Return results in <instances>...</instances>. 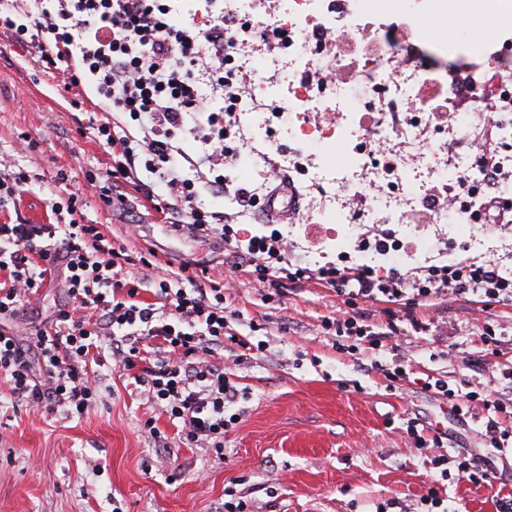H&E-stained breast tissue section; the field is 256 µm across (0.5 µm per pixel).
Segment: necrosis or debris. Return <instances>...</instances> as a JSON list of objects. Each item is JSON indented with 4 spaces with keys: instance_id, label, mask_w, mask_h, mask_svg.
I'll return each instance as SVG.
<instances>
[{
    "instance_id": "4bbe7bcc",
    "label": "necrosis or debris",
    "mask_w": 512,
    "mask_h": 512,
    "mask_svg": "<svg viewBox=\"0 0 512 512\" xmlns=\"http://www.w3.org/2000/svg\"><path fill=\"white\" fill-rule=\"evenodd\" d=\"M231 2L241 19L238 38L251 39L254 31L269 22L287 32L288 49L278 61L280 67L297 71L305 62L323 57L333 62L329 95L315 92L309 82L285 87L261 84L249 99L238 101L237 111L252 138L268 140L275 119L285 109L296 116L285 127L289 140L320 155L319 160L301 168L303 183L324 187L362 174L387 182V197L370 199L358 211L322 207L320 223H472L484 187L482 163L469 155L459 158L456 167H449L447 152L433 146L419 157L416 167L399 171L397 161L386 152L372 150V143H384L388 132L371 125L370 115L398 111L402 100H412L414 108L404 114L403 121L410 139L417 141L429 123L430 97H437L447 122L468 131L473 127V115L460 110V101L476 93L491 94L499 144L495 162L503 170L511 167L512 0H458L459 15L488 22L483 38L468 44L456 29H448L430 44L432 53L446 60V67L413 68L398 77L392 72L397 46L421 41L423 33L414 20L395 22L397 0H282L269 22L252 15L251 0ZM471 57L482 59V66L468 71L465 84L451 83L449 64ZM303 112L319 113L320 118L300 120ZM423 174L442 188L466 181L472 195L467 202L449 208L416 202L410 192Z\"/></svg>"
}]
</instances>
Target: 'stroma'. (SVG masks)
<instances>
[{"instance_id":"stroma-1","label":"stroma","mask_w":512,"mask_h":512,"mask_svg":"<svg viewBox=\"0 0 512 512\" xmlns=\"http://www.w3.org/2000/svg\"><path fill=\"white\" fill-rule=\"evenodd\" d=\"M6 42L0 34V152L15 154L29 182L16 204L0 208V223L20 217L47 224L56 173L81 185L87 172L106 175L112 159L86 133L85 112L70 106L87 92L71 85L66 72L43 68L36 51L17 54ZM226 176L232 191L210 200V207L237 217L250 232L265 230L261 211L237 214L233 190L253 186V179L234 167ZM118 190L125 203L109 207L93 197L85 214L114 246L137 258L130 278L143 277L151 262L175 272L204 265L211 280L222 281L232 254L221 239L182 234L146 210L133 186ZM396 231L417 249L372 258V265L407 272L466 249L512 272V230L498 225L471 224L463 234L451 224H400ZM227 303L241 313L239 333L264 348L240 365L234 350L224 352L245 396L240 424L224 436L223 456L179 440L168 418L133 394L116 367L103 379L100 401L80 418L0 400V512H222L224 489L234 482L255 512H414L431 481L430 459L477 446L482 419L460 423L435 391L388 381L395 352L384 350L367 365L337 352L329 324L343 299L332 290L313 283L294 290L284 280L261 282L241 273ZM418 317L429 331L415 332L400 313L372 319L379 332L387 322L396 324L393 341L414 371L453 389L471 378L496 390L512 384L500 374L512 358L477 356L471 370L462 369L459 358L475 351L480 327L512 335V305L472 315L450 301L419 310ZM253 322L259 331L250 330ZM149 418L167 436V448L142 431ZM411 419L423 426L427 448L418 449L407 434ZM438 487L458 512H497L498 500L512 494V454L496 458L484 486L453 475Z\"/></svg>"}]
</instances>
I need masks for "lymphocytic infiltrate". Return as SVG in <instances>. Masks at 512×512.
Wrapping results in <instances>:
<instances>
[{
	"label": "lymphocytic infiltrate",
	"mask_w": 512,
	"mask_h": 512,
	"mask_svg": "<svg viewBox=\"0 0 512 512\" xmlns=\"http://www.w3.org/2000/svg\"><path fill=\"white\" fill-rule=\"evenodd\" d=\"M184 0H0V32L15 50L38 48L49 69H66L101 103L89 117L91 137L106 146L117 168L152 209L190 235L219 232L245 271L295 284L316 282L345 296L336 312L337 351L361 355L382 347L371 314L356 302L385 312L432 307L448 297L488 308L512 303V276L480 256L421 266L408 274L357 265L316 269L292 261L294 242L280 231L242 237L229 217L206 198L224 194V169L236 158L224 118L240 96L230 64L246 43L224 34V0H204L188 10ZM197 142L188 155L174 140ZM60 183L51 224L24 220L0 224V389L34 408L79 418L100 398L105 368L118 365L172 424L186 443L224 452L235 428L241 395L224 367V345L248 348L232 328L237 311L225 306L218 285L197 276L162 273L127 285L130 263L98 225L86 223L89 195L112 200V181L90 174L83 189ZM60 284L67 300L36 324L29 315L42 288ZM456 414L485 413V444L458 453L459 478L482 485L483 457L512 447V394L477 383L462 392L435 380Z\"/></svg>",
	"instance_id": "lymphocytic-infiltrate-1"
}]
</instances>
